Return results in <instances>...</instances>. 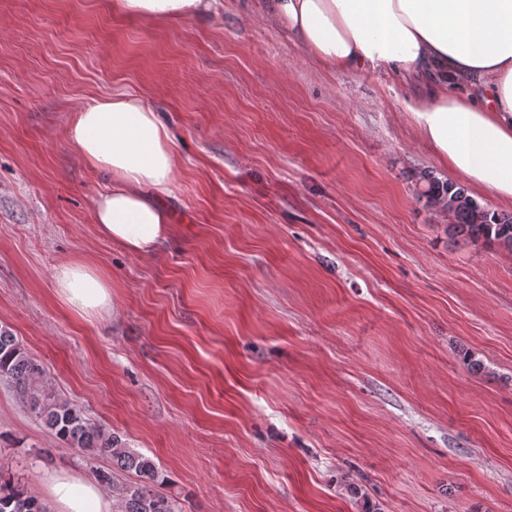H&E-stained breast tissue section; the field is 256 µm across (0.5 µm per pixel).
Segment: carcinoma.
Segmentation results:
<instances>
[{
  "mask_svg": "<svg viewBox=\"0 0 512 512\" xmlns=\"http://www.w3.org/2000/svg\"><path fill=\"white\" fill-rule=\"evenodd\" d=\"M420 197L437 211L448 214V232L483 240L512 251V214L499 213L479 203L467 191L423 171L418 176ZM0 379L13 384L62 443L76 448L91 462L99 453L112 458V472L98 471L99 481L112 492L115 512H178L174 500L161 493V475L149 457L126 446L121 437L91 425L81 409L51 397L44 371L11 331L0 328ZM135 476L117 483L116 475ZM0 512H45L44 507L18 483L0 482Z\"/></svg>",
  "mask_w": 512,
  "mask_h": 512,
  "instance_id": "1",
  "label": "carcinoma"
}]
</instances>
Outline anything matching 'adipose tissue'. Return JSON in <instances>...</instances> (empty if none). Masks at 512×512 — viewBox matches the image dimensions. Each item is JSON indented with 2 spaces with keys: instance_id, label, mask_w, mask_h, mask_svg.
Here are the masks:
<instances>
[{
  "instance_id": "obj_1",
  "label": "adipose tissue",
  "mask_w": 512,
  "mask_h": 512,
  "mask_svg": "<svg viewBox=\"0 0 512 512\" xmlns=\"http://www.w3.org/2000/svg\"><path fill=\"white\" fill-rule=\"evenodd\" d=\"M214 4L112 0V10L161 21L200 17ZM259 9L332 71L427 79V94L409 110L440 163L512 200V0H261ZM68 137L88 167L112 177L95 200L100 234L130 252H154L172 232L164 199L176 164L158 112L141 93L115 92L75 112ZM54 286L79 316L112 307V280L92 263L59 265ZM44 483L53 512H112L95 481L53 471Z\"/></svg>"
}]
</instances>
